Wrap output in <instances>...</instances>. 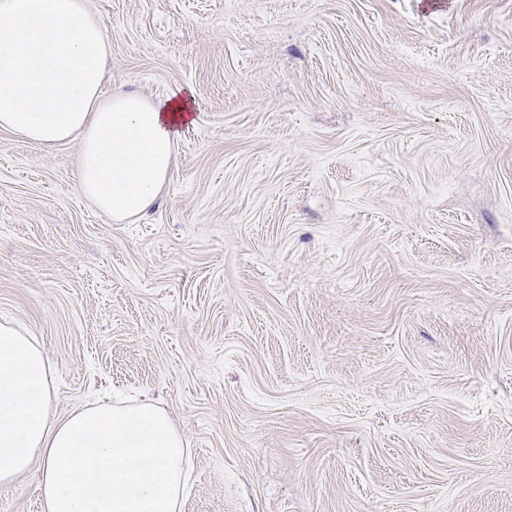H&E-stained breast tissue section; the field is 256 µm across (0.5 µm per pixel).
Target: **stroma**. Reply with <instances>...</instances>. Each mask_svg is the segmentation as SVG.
<instances>
[{"label": "stroma", "instance_id": "35a3bbf8", "mask_svg": "<svg viewBox=\"0 0 512 512\" xmlns=\"http://www.w3.org/2000/svg\"><path fill=\"white\" fill-rule=\"evenodd\" d=\"M88 7L105 90L196 121L121 223L0 130V323L56 414L159 403L183 512H512V0Z\"/></svg>", "mask_w": 512, "mask_h": 512}]
</instances>
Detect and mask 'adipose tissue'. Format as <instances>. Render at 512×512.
I'll return each mask as SVG.
<instances>
[{"instance_id": "adipose-tissue-1", "label": "adipose tissue", "mask_w": 512, "mask_h": 512, "mask_svg": "<svg viewBox=\"0 0 512 512\" xmlns=\"http://www.w3.org/2000/svg\"><path fill=\"white\" fill-rule=\"evenodd\" d=\"M110 44L86 0H0V130L54 147L78 141L75 179L121 221L166 182L192 95L104 94ZM41 344L0 323V484L35 473L43 512H181L188 450L167 413L144 400L51 407Z\"/></svg>"}]
</instances>
